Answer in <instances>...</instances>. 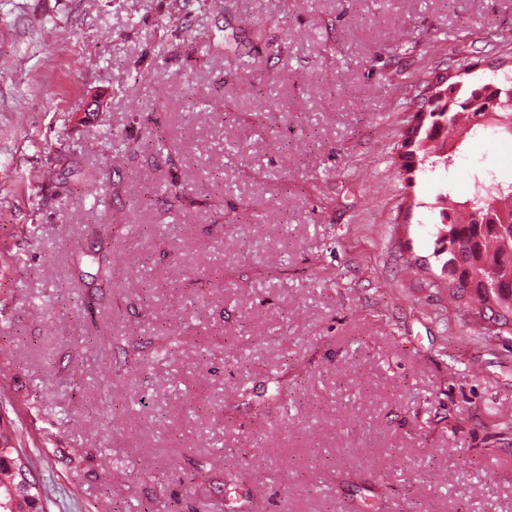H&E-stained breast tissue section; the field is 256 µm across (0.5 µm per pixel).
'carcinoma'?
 I'll return each mask as SVG.
<instances>
[{"mask_svg": "<svg viewBox=\"0 0 512 512\" xmlns=\"http://www.w3.org/2000/svg\"><path fill=\"white\" fill-rule=\"evenodd\" d=\"M511 88L512 77L460 84L452 79L441 87L425 85L449 113L446 125L439 127L434 112H429L412 148L419 154L421 170H448L461 148V143L450 142L452 135L475 136L487 130L476 122L477 113L463 107L477 91L499 98L493 131L512 125V97L506 94ZM436 202L440 203L438 232L445 236L437 239L440 248L435 255L447 273L444 287L449 297L461 301L469 296L465 311L477 319L503 307L512 313V303L506 302V292H512V182L493 181L484 192L466 198L456 197L443 182ZM96 262L97 279L106 287L112 282V256L100 247ZM495 280L500 287H488ZM16 452L15 448H0V512H38L36 495L20 480L27 465Z\"/></svg>", "mask_w": 512, "mask_h": 512, "instance_id": "obj_1", "label": "carcinoma"}]
</instances>
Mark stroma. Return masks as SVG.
<instances>
[{
    "instance_id": "stroma-1",
    "label": "stroma",
    "mask_w": 512,
    "mask_h": 512,
    "mask_svg": "<svg viewBox=\"0 0 512 512\" xmlns=\"http://www.w3.org/2000/svg\"><path fill=\"white\" fill-rule=\"evenodd\" d=\"M462 35L512 70V0H0V432L46 512H512V340L391 164ZM488 172L511 138L448 180Z\"/></svg>"
}]
</instances>
